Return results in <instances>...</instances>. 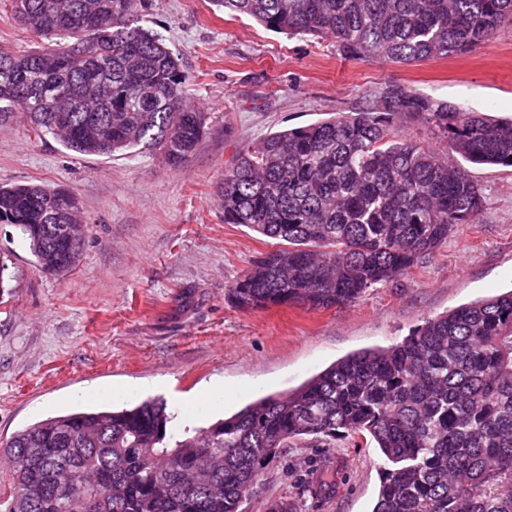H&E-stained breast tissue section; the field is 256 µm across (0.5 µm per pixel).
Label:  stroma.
Wrapping results in <instances>:
<instances>
[{"label": "stroma", "instance_id": "stroma-1", "mask_svg": "<svg viewBox=\"0 0 512 512\" xmlns=\"http://www.w3.org/2000/svg\"><path fill=\"white\" fill-rule=\"evenodd\" d=\"M143 26L161 35L206 115L200 148L180 167L162 154L83 156L24 116L0 124V185L63 187L84 226L79 261L43 273L21 229L0 224L12 277L0 295V445L20 429L80 407H131L161 397L170 428L208 426L259 397L294 389L355 351L402 341L424 320L512 290V167L467 165L485 207L405 276L342 307L244 312L224 291L275 240L224 221L225 171L269 133L351 112L389 83L512 117V23L458 57L396 64L344 57L329 37H291L213 0H146ZM42 38L0 0V50ZM380 452L350 440L308 444L271 460L240 512L288 500L298 512H372ZM332 474L312 496L311 475Z\"/></svg>", "mask_w": 512, "mask_h": 512}]
</instances>
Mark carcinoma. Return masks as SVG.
Wrapping results in <instances>:
<instances>
[{"instance_id":"cac0c4a2","label":"carcinoma","mask_w":512,"mask_h":512,"mask_svg":"<svg viewBox=\"0 0 512 512\" xmlns=\"http://www.w3.org/2000/svg\"><path fill=\"white\" fill-rule=\"evenodd\" d=\"M50 46L0 51V122L23 114L85 156L157 150L182 165L205 114L144 0H10ZM265 28L336 40L349 58L395 63L460 56L495 39L512 0H219ZM412 120L437 147L403 135ZM512 167V120L390 83L354 112L273 132L224 173V223L279 241L224 293L243 311L355 302L409 273L473 224L485 198L459 164ZM70 192L0 187V223L23 230L47 273L79 260L83 237L48 234ZM166 401L50 417L0 455L4 512H238L267 461L310 440L371 438L373 512H512V291L428 318L402 342L353 353L285 393L179 436Z\"/></svg>"}]
</instances>
